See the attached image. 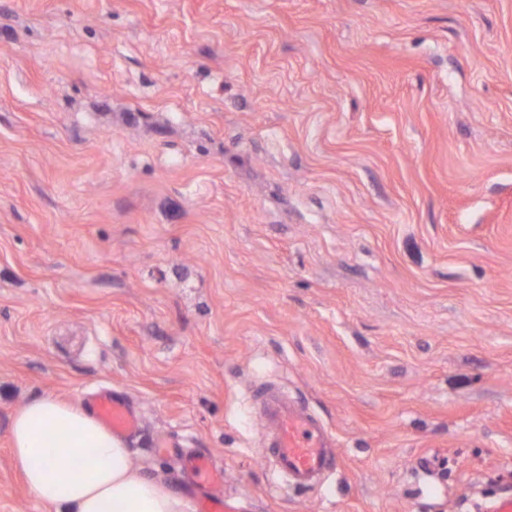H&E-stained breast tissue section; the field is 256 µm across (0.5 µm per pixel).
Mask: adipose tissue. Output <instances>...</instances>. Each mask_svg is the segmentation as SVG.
<instances>
[{"label": "adipose tissue", "mask_w": 512, "mask_h": 512, "mask_svg": "<svg viewBox=\"0 0 512 512\" xmlns=\"http://www.w3.org/2000/svg\"><path fill=\"white\" fill-rule=\"evenodd\" d=\"M11 457L29 492L55 512H187L171 485L136 468L125 441L51 395L10 421Z\"/></svg>", "instance_id": "1"}]
</instances>
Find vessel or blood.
Instances as JSON below:
<instances>
[{"label": "vessel or blood", "instance_id": "vessel-or-blood-1", "mask_svg": "<svg viewBox=\"0 0 512 512\" xmlns=\"http://www.w3.org/2000/svg\"><path fill=\"white\" fill-rule=\"evenodd\" d=\"M257 396L278 477L293 487L320 483L336 464L334 438L326 424L282 391L264 387ZM87 406L113 435L129 437L141 427V416L129 400L110 390H99ZM188 469L191 478L206 490L197 500L195 512H226L223 467L211 457L196 454Z\"/></svg>", "mask_w": 512, "mask_h": 512}]
</instances>
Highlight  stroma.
Instances as JSON below:
<instances>
[{"mask_svg":"<svg viewBox=\"0 0 512 512\" xmlns=\"http://www.w3.org/2000/svg\"><path fill=\"white\" fill-rule=\"evenodd\" d=\"M335 436L275 475L258 384ZM100 386L233 512L512 492V0H0V512L11 415ZM188 469L191 478L206 489V493L197 502L196 512H226L224 502V468L218 466L211 457L196 454L189 459Z\"/></svg>","mask_w":512,"mask_h":512,"instance_id":"obj_1","label":"stroma"}]
</instances>
